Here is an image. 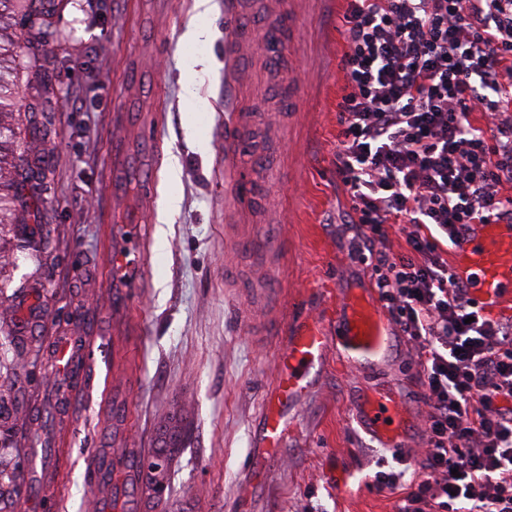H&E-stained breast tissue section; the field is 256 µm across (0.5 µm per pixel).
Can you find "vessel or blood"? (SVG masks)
<instances>
[{"label": "vessel or blood", "mask_w": 512, "mask_h": 512, "mask_svg": "<svg viewBox=\"0 0 512 512\" xmlns=\"http://www.w3.org/2000/svg\"><path fill=\"white\" fill-rule=\"evenodd\" d=\"M254 7L253 0H224V159L245 177L252 176L254 161L241 144L246 105L239 64L248 46L243 21ZM105 242L121 287H142L147 238L141 228L125 225L108 230ZM451 269L482 313L494 317L512 311V223L473 225L454 249ZM394 336L395 327L378 299L347 294L331 302L321 318L279 332L273 343L283 354L263 401L254 447L268 453L287 439L288 406L309 391L310 371L331 345H340L350 363L376 369L390 353ZM110 350L108 343L94 336L77 342L58 337L53 348L54 373L66 376L74 358L92 365L99 354ZM357 414L363 428L386 447H407L410 421L392 388L376 390Z\"/></svg>", "instance_id": "1"}]
</instances>
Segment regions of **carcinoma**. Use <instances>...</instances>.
<instances>
[{"label": "carcinoma", "mask_w": 512, "mask_h": 512, "mask_svg": "<svg viewBox=\"0 0 512 512\" xmlns=\"http://www.w3.org/2000/svg\"><path fill=\"white\" fill-rule=\"evenodd\" d=\"M18 0H0V271L3 270L4 249L10 227L17 220L15 201L18 190L11 179V169L16 153L15 113L12 112L18 87L17 78L23 64L19 61L18 41L10 32L14 22L15 4ZM55 8V3L23 5V15L30 26L40 29L45 17ZM28 413L17 403L7 405L0 397V512H14L21 487V464L13 437L24 431ZM187 420L183 409L161 420L158 427V447L152 453L163 454L170 464L180 454L183 445L182 431Z\"/></svg>", "instance_id": "obj_1"}]
</instances>
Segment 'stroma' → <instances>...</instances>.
<instances>
[{"label": "stroma", "mask_w": 512, "mask_h": 512, "mask_svg": "<svg viewBox=\"0 0 512 512\" xmlns=\"http://www.w3.org/2000/svg\"><path fill=\"white\" fill-rule=\"evenodd\" d=\"M58 2L47 33L22 19L15 26L25 62L15 177L26 206L19 223L33 246L11 259L0 288L14 312L35 314L29 342L119 332L111 425L87 371L66 397L68 385L44 360L7 377L30 412L17 446L64 441L59 512H87L88 460L146 455L177 406L188 412L184 448L156 512H396L399 491L379 489L374 471L401 457L407 479L422 480L423 431L413 429L408 447H385L357 407L381 382L424 420L416 352L400 337L373 371L330 348L288 410L291 432L276 459L254 474L271 336L323 312L330 293L373 286L342 233L349 203L336 172V105L345 42L336 0H280L282 44L267 19L244 21L252 34L241 65L247 147L256 164L246 183L224 177V0L200 19L194 0ZM193 20L209 36L187 45L180 37ZM187 55L202 66L191 95ZM172 194L180 208L160 224ZM108 221L145 224L152 240L150 285L139 299L109 286Z\"/></svg>", "instance_id": "35a3bbf8"}]
</instances>
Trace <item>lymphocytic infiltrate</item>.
Instances as JSON below:
<instances>
[{
  "mask_svg": "<svg viewBox=\"0 0 512 512\" xmlns=\"http://www.w3.org/2000/svg\"><path fill=\"white\" fill-rule=\"evenodd\" d=\"M336 169L354 253L417 352L425 479L398 512H512V322L480 316L446 255L512 218V0H345ZM403 225L406 249L386 247Z\"/></svg>",
  "mask_w": 512,
  "mask_h": 512,
  "instance_id": "1",
  "label": "lymphocytic infiltrate"
}]
</instances>
